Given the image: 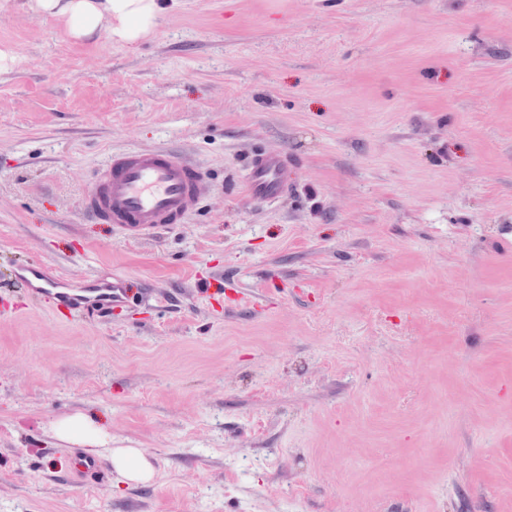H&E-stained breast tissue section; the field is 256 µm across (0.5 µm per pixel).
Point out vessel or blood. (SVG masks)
Listing matches in <instances>:
<instances>
[{"label": "vessel or blood", "mask_w": 512, "mask_h": 512, "mask_svg": "<svg viewBox=\"0 0 512 512\" xmlns=\"http://www.w3.org/2000/svg\"><path fill=\"white\" fill-rule=\"evenodd\" d=\"M282 156L264 153L253 158L248 189L259 199L279 195ZM209 190L206 171L165 150H137L112 155L84 200L90 216L136 237H148L193 214ZM34 303H47L69 319L106 316L125 307L133 298L124 275L108 282L91 278L81 291L68 288L65 279L49 276L44 266H28L17 274ZM72 473L83 484H101L105 472L95 459L74 455Z\"/></svg>", "instance_id": "vessel-or-blood-1"}]
</instances>
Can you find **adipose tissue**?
<instances>
[{
    "label": "adipose tissue",
    "instance_id": "obj_1",
    "mask_svg": "<svg viewBox=\"0 0 512 512\" xmlns=\"http://www.w3.org/2000/svg\"><path fill=\"white\" fill-rule=\"evenodd\" d=\"M38 12L65 18L71 34L85 38L106 23L113 32L133 43L148 35L157 25L161 7L158 0H33ZM112 467L120 481L142 483L153 476L149 459L137 448H115L111 451Z\"/></svg>",
    "mask_w": 512,
    "mask_h": 512
}]
</instances>
